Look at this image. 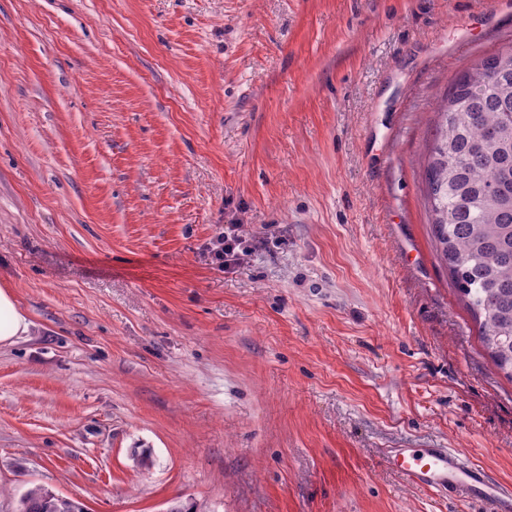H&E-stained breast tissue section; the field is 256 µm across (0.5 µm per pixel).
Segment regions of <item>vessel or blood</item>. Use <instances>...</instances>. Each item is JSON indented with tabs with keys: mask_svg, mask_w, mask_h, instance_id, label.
<instances>
[{
	"mask_svg": "<svg viewBox=\"0 0 512 512\" xmlns=\"http://www.w3.org/2000/svg\"><path fill=\"white\" fill-rule=\"evenodd\" d=\"M392 461L412 484L448 492L463 490L476 497L497 498L512 512V495L498 490L482 469L467 466L445 448H400Z\"/></svg>",
	"mask_w": 512,
	"mask_h": 512,
	"instance_id": "vessel-or-blood-1",
	"label": "vessel or blood"
}]
</instances>
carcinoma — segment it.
Instances as JSON below:
<instances>
[{"mask_svg": "<svg viewBox=\"0 0 512 512\" xmlns=\"http://www.w3.org/2000/svg\"><path fill=\"white\" fill-rule=\"evenodd\" d=\"M436 249L498 371L512 380V47L463 71L437 111L424 167ZM21 512H84L34 487Z\"/></svg>", "mask_w": 512, "mask_h": 512, "instance_id": "1", "label": "carcinoma"}]
</instances>
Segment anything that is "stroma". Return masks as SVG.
Listing matches in <instances>:
<instances>
[{
  "mask_svg": "<svg viewBox=\"0 0 512 512\" xmlns=\"http://www.w3.org/2000/svg\"><path fill=\"white\" fill-rule=\"evenodd\" d=\"M467 34L468 46L453 43ZM502 0H0V512H498L512 380L431 236L422 168ZM265 238L235 272L225 224ZM30 322L22 313L15 293L8 286H0V345L10 344L18 336H24ZM397 469L412 484L448 492L465 490L475 497H495L504 512L512 509V495L491 481L483 469L465 466L448 448H399L391 455ZM21 512H84L79 503L60 497L48 489L34 487L21 501Z\"/></svg>",
  "mask_w": 512,
  "mask_h": 512,
  "instance_id": "stroma-1",
  "label": "stroma"
}]
</instances>
